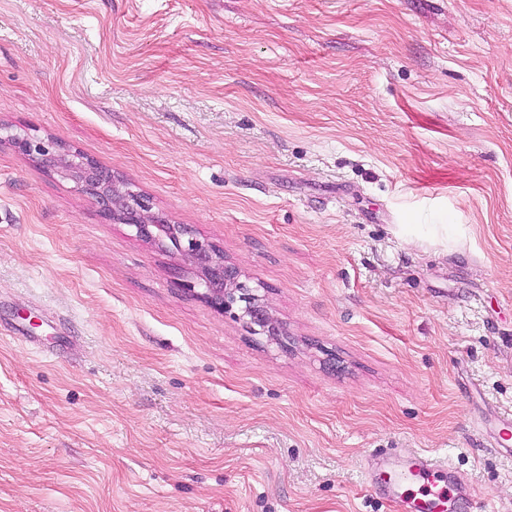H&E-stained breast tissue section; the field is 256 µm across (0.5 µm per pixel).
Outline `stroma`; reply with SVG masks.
Wrapping results in <instances>:
<instances>
[{
  "instance_id": "1",
  "label": "stroma",
  "mask_w": 512,
  "mask_h": 512,
  "mask_svg": "<svg viewBox=\"0 0 512 512\" xmlns=\"http://www.w3.org/2000/svg\"><path fill=\"white\" fill-rule=\"evenodd\" d=\"M223 252L172 244L12 135ZM512 0H0V512H512ZM13 143L24 154L39 163L60 168L77 180L83 192L93 197L109 219L128 224L136 235L146 241H156L158 233L171 231L186 238L184 255L194 267L197 280L206 288L205 297L211 304L224 311L244 287L237 267L224 264L223 255L213 248H206L191 237V230L180 224H169L159 213L135 192L120 188L112 173L100 169L89 160L69 159V151L46 146L43 142L25 137H14ZM381 458L388 480L371 481V489L394 512H446L448 503L470 507L466 474L447 458L429 451L385 453ZM417 484L415 490L413 486Z\"/></svg>"
}]
</instances>
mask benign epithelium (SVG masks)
I'll list each match as a JSON object with an SVG mask.
<instances>
[{
  "label": "benign epithelium",
  "mask_w": 512,
  "mask_h": 512,
  "mask_svg": "<svg viewBox=\"0 0 512 512\" xmlns=\"http://www.w3.org/2000/svg\"><path fill=\"white\" fill-rule=\"evenodd\" d=\"M13 143L22 153L39 163L55 166L75 178L82 191L101 204L107 218L134 228L138 237L155 241L158 233L170 230L186 239L184 255L194 267L199 283L206 288L205 297L211 304L225 310L237 298L243 288L237 267L224 264V257L219 251L207 248L193 239L188 227L169 223L163 215L152 211L150 205L138 194L121 188L111 173L89 160L76 162L70 159V152L49 147L40 141L15 137ZM252 310V319L262 331L270 336L280 335L279 323L266 307L255 301Z\"/></svg>",
  "instance_id": "7a95c632"
}]
</instances>
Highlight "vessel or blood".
<instances>
[{"label":"vessel or blood","mask_w":512,"mask_h":512,"mask_svg":"<svg viewBox=\"0 0 512 512\" xmlns=\"http://www.w3.org/2000/svg\"><path fill=\"white\" fill-rule=\"evenodd\" d=\"M386 477L371 482V489L395 512H446L448 504L470 506L466 474L448 459L428 451L385 453Z\"/></svg>","instance_id":"b4317fda"}]
</instances>
